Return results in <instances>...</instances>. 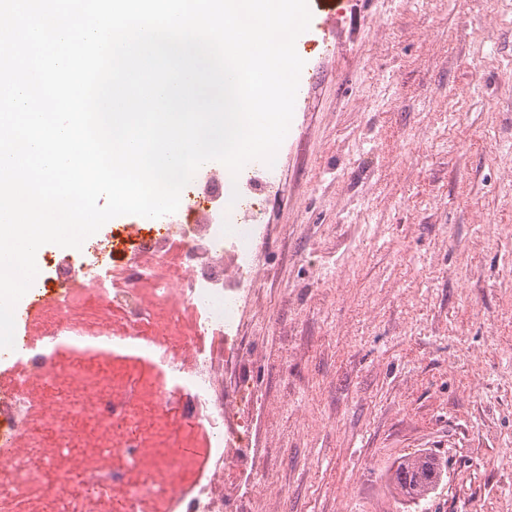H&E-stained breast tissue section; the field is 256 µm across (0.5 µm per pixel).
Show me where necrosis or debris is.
<instances>
[{"label":"necrosis or debris","mask_w":512,"mask_h":512,"mask_svg":"<svg viewBox=\"0 0 512 512\" xmlns=\"http://www.w3.org/2000/svg\"><path fill=\"white\" fill-rule=\"evenodd\" d=\"M186 195L180 214L155 219L141 238L119 246L110 231L56 268L39 309L41 340L17 361L0 390V512H245L224 498V467L252 471L237 411L247 385L218 395L224 364L240 351L239 313L254 284L260 227L255 199L237 202L227 223L216 201L224 181ZM97 343L135 341L148 356L61 349V336ZM106 465L64 466L91 436ZM194 456L173 457L181 445Z\"/></svg>","instance_id":"necrosis-or-debris-1"}]
</instances>
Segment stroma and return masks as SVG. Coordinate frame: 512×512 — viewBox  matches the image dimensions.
Segmentation results:
<instances>
[{
    "instance_id": "1",
    "label": "stroma",
    "mask_w": 512,
    "mask_h": 512,
    "mask_svg": "<svg viewBox=\"0 0 512 512\" xmlns=\"http://www.w3.org/2000/svg\"><path fill=\"white\" fill-rule=\"evenodd\" d=\"M241 410L247 512H512V0H308ZM447 460L426 499L400 458Z\"/></svg>"
}]
</instances>
